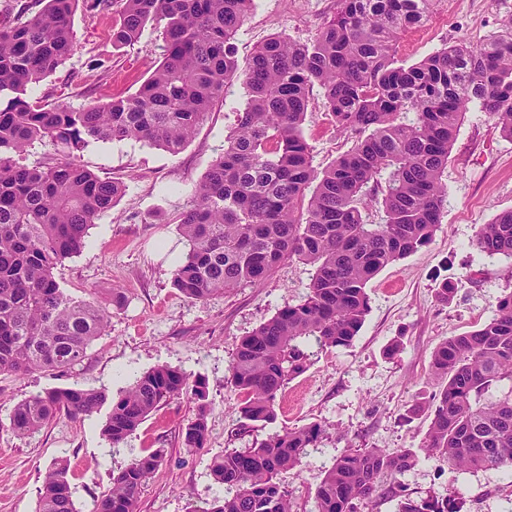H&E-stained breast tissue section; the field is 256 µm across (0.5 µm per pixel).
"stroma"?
<instances>
[{
  "label": "stroma",
  "mask_w": 512,
  "mask_h": 512,
  "mask_svg": "<svg viewBox=\"0 0 512 512\" xmlns=\"http://www.w3.org/2000/svg\"><path fill=\"white\" fill-rule=\"evenodd\" d=\"M339 6L338 0H254L236 35L240 65L258 46L281 36L313 38ZM512 16V0H434L426 20L401 35L397 56L420 61L443 45L483 42ZM112 13L92 15L76 8L72 27L77 51L36 87L45 101L76 108L131 94L162 59V38L146 26L138 40L113 48ZM246 104L241 82L229 83L193 140L176 155L136 140L90 142L80 162L100 177L121 181L124 192L88 231L81 251L58 265L55 275L67 293L125 298L112 311L106 332L84 362L68 371L23 377L0 375V512H36L46 473L60 457L78 512H90L107 493L113 471L150 448L166 456L140 493L136 512H201L219 493L210 476L213 460L241 450L268 434L313 422L328 425L330 437L310 449L285 474L294 512H311L325 469L345 448H417L426 437L427 406L439 390L430 371L440 341L483 324L497 298L512 290V259L488 255L473 244L481 225L512 210V139L478 107L461 119L442 181L448 198L432 243L382 270L369 284L370 312L351 346L330 348L290 381L271 424L241 429L238 395L229 366L239 338L308 290L310 266L283 261L261 284L234 289L204 301L185 298L172 284L174 255L183 254L178 217L188 208L212 160L224 150ZM317 169L331 165L355 141L337 132L320 94H313L303 123ZM454 288L440 300L441 283ZM180 369L207 385L208 439L204 449L182 444L196 403L170 399L118 448L101 429L109 406L90 416L61 415L29 435L9 428L18 401L54 387L80 384L115 397L134 378L160 366ZM403 496H445L455 512H512V476L506 470L462 472L435 460L400 478Z\"/></svg>",
  "instance_id": "35a3bbf8"
}]
</instances>
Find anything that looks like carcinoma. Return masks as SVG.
<instances>
[{
    "label": "carcinoma",
    "mask_w": 512,
    "mask_h": 512,
    "mask_svg": "<svg viewBox=\"0 0 512 512\" xmlns=\"http://www.w3.org/2000/svg\"><path fill=\"white\" fill-rule=\"evenodd\" d=\"M79 0H42L0 22V374L70 369L103 335L109 306L75 298L55 269L78 253L91 225L112 208L122 183L76 161L91 140L145 141L178 154L192 140L224 88L248 92L224 153L207 169L189 209L179 216L187 250L174 287L202 301L269 277L285 260L314 267L309 291L241 337L230 363L237 412L252 422L276 419L285 385L311 365L313 347H348L370 309V281L389 265L431 244L447 202L442 174L469 106L487 113L512 139V18L482 44L445 45L406 66L396 57L404 31L425 20L431 0H340L310 41L271 37L240 68L235 37L253 0H84L100 13L120 3L112 46L161 28L163 57L127 96L74 109L49 105L34 86L77 47L71 16ZM319 86L336 130L356 139L330 167L313 166L302 125L310 89ZM49 140L64 159L28 167L18 157ZM380 206L373 224L366 211ZM475 246L512 258V210L481 225ZM439 391L419 451L348 448L325 471L313 512H365L381 484L398 495V477L435 459L461 471L512 469V291L492 317L442 340L431 361ZM197 403L183 445L205 447L207 387L180 370L157 366L112 400L101 435L118 448L175 396ZM106 393L74 384L16 403L10 428L26 436L63 414L90 416ZM328 438L326 426L284 429L245 450L214 459L210 475L224 495L203 512H293L282 475ZM165 449L154 448L112 474L111 489L91 512H135L143 486ZM38 512H78L67 460L48 470ZM398 512H448V498L400 503Z\"/></svg>",
    "instance_id": "1"
}]
</instances>
